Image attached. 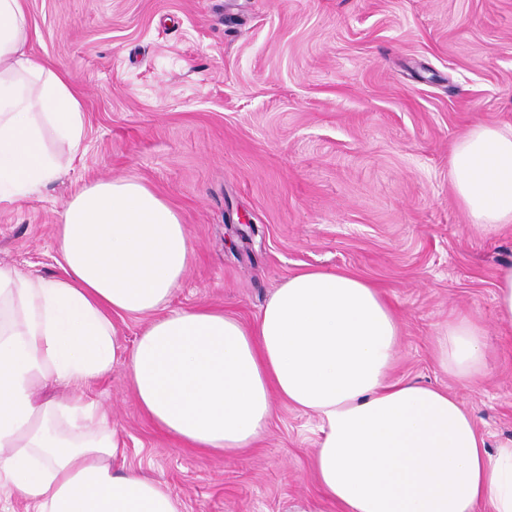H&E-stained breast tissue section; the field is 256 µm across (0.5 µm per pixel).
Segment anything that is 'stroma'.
Instances as JSON below:
<instances>
[{
    "mask_svg": "<svg viewBox=\"0 0 512 512\" xmlns=\"http://www.w3.org/2000/svg\"><path fill=\"white\" fill-rule=\"evenodd\" d=\"M30 54L69 74L85 135L69 171L0 204V263L57 266L62 209L134 179L179 212L193 257L173 304L252 321L288 277L346 270L381 292L400 336L391 380L460 393L489 452L512 441V326L496 315L512 226L482 233L457 199L454 144L512 129V0H25ZM487 331L469 388L433 338ZM90 399L127 469L184 512H342L313 471L320 421L280 396L256 446L227 455L157 427L122 369Z\"/></svg>",
    "mask_w": 512,
    "mask_h": 512,
    "instance_id": "obj_1",
    "label": "stroma"
}]
</instances>
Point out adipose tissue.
Returning <instances> with one entry per match:
<instances>
[{
	"label": "adipose tissue",
	"instance_id": "1",
	"mask_svg": "<svg viewBox=\"0 0 512 512\" xmlns=\"http://www.w3.org/2000/svg\"><path fill=\"white\" fill-rule=\"evenodd\" d=\"M36 34L25 0H0V203L39 193L83 140L71 79L26 51ZM451 176L474 228L512 223V130H469ZM56 240L52 276L0 265V494L32 512H183L169 488L126 469L107 411L87 396L119 366L146 414L195 448L251 447L275 394L315 414L314 471L345 512H512V442L489 453L458 395L388 383L399 323L360 277L302 271L250 323L171 307L193 247L177 212L134 180L82 188ZM124 315L148 319L128 349L112 322ZM486 336L464 316L435 338L461 387L487 375ZM52 384L66 395L41 398Z\"/></svg>",
	"mask_w": 512,
	"mask_h": 512
}]
</instances>
